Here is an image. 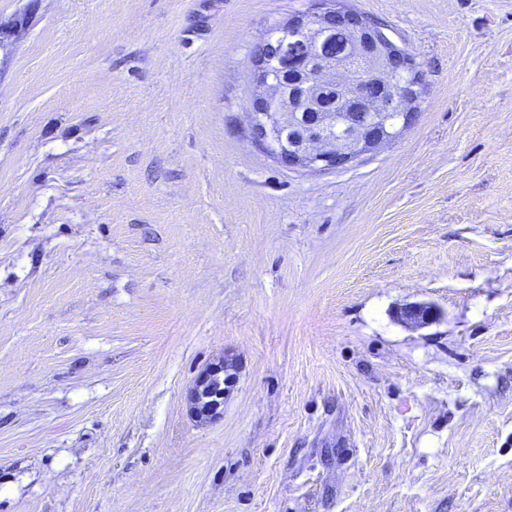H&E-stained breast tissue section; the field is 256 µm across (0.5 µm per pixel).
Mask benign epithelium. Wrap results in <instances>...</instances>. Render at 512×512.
<instances>
[{
	"instance_id": "7a95c632",
	"label": "benign epithelium",
	"mask_w": 512,
	"mask_h": 512,
	"mask_svg": "<svg viewBox=\"0 0 512 512\" xmlns=\"http://www.w3.org/2000/svg\"><path fill=\"white\" fill-rule=\"evenodd\" d=\"M315 2L318 9L296 13L279 24L280 56L291 68L305 72L303 91L291 92L272 80L265 39L250 60L246 78L249 139L279 164L305 171L345 168L395 141L415 123L425 87L420 63L388 37L382 24L354 9L336 6L339 0ZM341 24L352 30H371L375 50L369 70L347 71L336 66V57L321 52L326 34ZM333 84L343 87L352 109L366 113L365 121L358 123L344 113L345 131L338 136L336 116L327 113L302 138H286L285 134L302 121L304 104L316 102L321 88ZM400 316L415 327H423L436 319L437 311L431 305L415 303L401 308ZM224 369L222 360L207 366L187 393L189 412L199 422L220 415Z\"/></svg>"
}]
</instances>
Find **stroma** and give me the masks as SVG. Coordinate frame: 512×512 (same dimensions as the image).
<instances>
[{
    "label": "stroma",
    "mask_w": 512,
    "mask_h": 512,
    "mask_svg": "<svg viewBox=\"0 0 512 512\" xmlns=\"http://www.w3.org/2000/svg\"><path fill=\"white\" fill-rule=\"evenodd\" d=\"M344 5L426 88L309 172L245 75L313 0H0V512H512V0ZM400 316L415 327H423L432 323L437 317L436 309L428 304H408L401 308ZM224 361L211 364L197 376L186 397L190 414L198 422H208L220 415L224 405Z\"/></svg>",
    "instance_id": "obj_1"
}]
</instances>
